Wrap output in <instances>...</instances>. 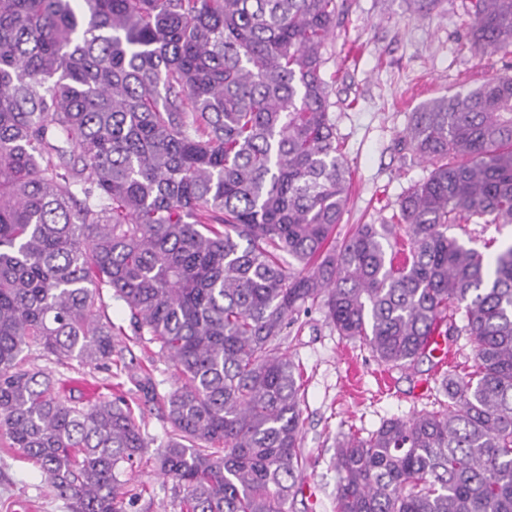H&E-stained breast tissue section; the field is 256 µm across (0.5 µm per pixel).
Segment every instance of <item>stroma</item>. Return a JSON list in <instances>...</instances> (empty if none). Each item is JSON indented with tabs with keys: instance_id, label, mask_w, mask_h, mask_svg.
I'll list each match as a JSON object with an SVG mask.
<instances>
[{
	"instance_id": "35a3bbf8",
	"label": "stroma",
	"mask_w": 512,
	"mask_h": 512,
	"mask_svg": "<svg viewBox=\"0 0 512 512\" xmlns=\"http://www.w3.org/2000/svg\"><path fill=\"white\" fill-rule=\"evenodd\" d=\"M469 5L470 0H443L438 10L420 16L407 0H347L324 68L333 83L332 117L352 182L338 234L353 224L390 220L401 197L428 178L427 164L402 158L399 140L411 112L432 98L512 75V53L460 49V21ZM449 233L480 251L491 241L512 243V224H460ZM105 303L113 325L110 366L75 360L61 365L35 348L26 365L50 373L83 400L123 396L150 448H158L171 430L165 400L179 387L180 375L157 344L134 334L121 301L109 297ZM281 343L300 368L304 392L305 478L288 510L334 512L337 475L331 458L337 439L364 437L383 420L438 407L444 400L438 389L442 375L432 355L409 367L381 365L361 341L338 336L318 309L292 325ZM123 479L128 512H180L172 483L154 459L135 462ZM0 512L69 510L35 464L0 446Z\"/></svg>"
}]
</instances>
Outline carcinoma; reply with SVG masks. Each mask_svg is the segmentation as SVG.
<instances>
[{
    "label": "carcinoma",
    "instance_id": "1",
    "mask_svg": "<svg viewBox=\"0 0 512 512\" xmlns=\"http://www.w3.org/2000/svg\"><path fill=\"white\" fill-rule=\"evenodd\" d=\"M344 0H0V438L69 512H127L147 448L121 397L22 366L112 362L102 290L179 372L159 469L181 512H288L301 373L280 339L319 307L378 362L465 335L448 403L337 441L336 512H512V76L424 103L429 177L343 239L350 169L325 48ZM469 44L512 49V0H471ZM459 224L448 230L449 236H454L468 247H473L485 255L493 254L501 245L512 243V224ZM494 240V245L487 249L485 244ZM448 350L453 354L452 366H457L458 372L471 371L474 364L471 346L466 336H461L456 342H448Z\"/></svg>",
    "mask_w": 512,
    "mask_h": 512
}]
</instances>
